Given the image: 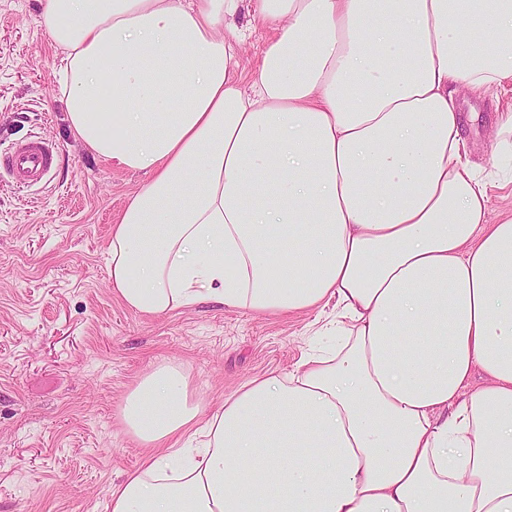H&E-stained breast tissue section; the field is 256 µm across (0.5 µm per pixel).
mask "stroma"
<instances>
[{"mask_svg": "<svg viewBox=\"0 0 512 512\" xmlns=\"http://www.w3.org/2000/svg\"><path fill=\"white\" fill-rule=\"evenodd\" d=\"M42 0H0V146L57 143L50 181L16 189L0 172V512H111L108 489L144 450L115 421L119 403L161 363L189 372L208 408L256 376L288 373L336 303L258 315L205 302L162 315L112 288L108 245L147 180L71 134L56 72L62 50ZM461 134L480 172L495 161L512 82L465 92Z\"/></svg>", "mask_w": 512, "mask_h": 512, "instance_id": "stroma-1", "label": "stroma"}]
</instances>
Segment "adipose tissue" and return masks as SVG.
I'll list each match as a JSON object with an SVG mask.
<instances>
[{
	"mask_svg": "<svg viewBox=\"0 0 512 512\" xmlns=\"http://www.w3.org/2000/svg\"><path fill=\"white\" fill-rule=\"evenodd\" d=\"M244 2L43 0L70 129L148 176L109 243L123 302L340 316L210 413L181 367L143 376L111 512H512V215L457 101L512 81V0H253L246 89ZM272 35V31L263 27L258 21L252 23L250 35L243 45L237 75L243 86H248L253 74L259 68L264 44ZM502 179L505 178H496L488 186L489 208L493 217L512 211V182L505 183Z\"/></svg>",
	"mask_w": 512,
	"mask_h": 512,
	"instance_id": "1",
	"label": "adipose tissue"
}]
</instances>
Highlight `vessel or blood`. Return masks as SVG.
<instances>
[{
    "instance_id": "1",
    "label": "vessel or blood",
    "mask_w": 512,
    "mask_h": 512,
    "mask_svg": "<svg viewBox=\"0 0 512 512\" xmlns=\"http://www.w3.org/2000/svg\"><path fill=\"white\" fill-rule=\"evenodd\" d=\"M58 156L56 145L46 139L33 137L8 145L0 153L4 166L14 186L28 189L45 181Z\"/></svg>"
}]
</instances>
